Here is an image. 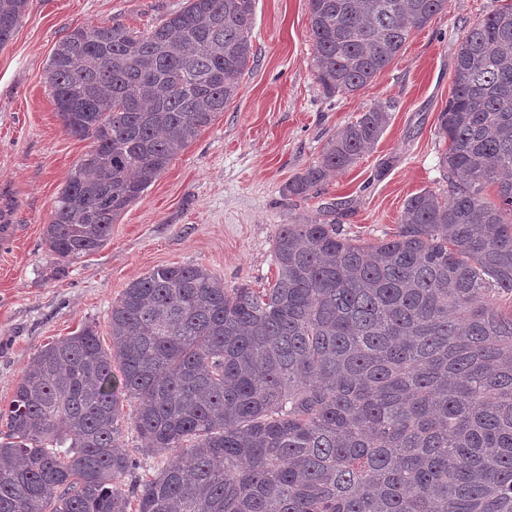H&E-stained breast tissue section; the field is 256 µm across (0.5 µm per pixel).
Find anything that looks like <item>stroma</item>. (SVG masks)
<instances>
[{"label":"stroma","instance_id":"obj_1","mask_svg":"<svg viewBox=\"0 0 512 512\" xmlns=\"http://www.w3.org/2000/svg\"><path fill=\"white\" fill-rule=\"evenodd\" d=\"M184 3L29 0L0 48V410L47 343L92 323L109 345L113 301L155 267L201 265L225 288H265L277 276L273 249L282 225L317 216L344 237L375 243L395 232L410 196L425 189L448 195L438 115L453 89L461 33L496 0H448L368 87L332 98L315 78L307 0H256L254 59L233 103L127 208L104 247L59 263L43 229L90 143L62 128L46 79L49 58L74 28L114 22L144 31ZM376 107L390 120L373 148L309 198L284 195L328 138Z\"/></svg>","mask_w":512,"mask_h":512}]
</instances>
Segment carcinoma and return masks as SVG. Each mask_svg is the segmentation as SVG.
Listing matches in <instances>:
<instances>
[{
    "mask_svg": "<svg viewBox=\"0 0 512 512\" xmlns=\"http://www.w3.org/2000/svg\"><path fill=\"white\" fill-rule=\"evenodd\" d=\"M28 2L0 0V46ZM447 4L308 0L323 92L367 87ZM254 9L187 0L143 32L58 42L57 114L91 140L44 226L59 261L102 248L233 101ZM388 123L362 113L285 195L348 169ZM438 133L448 198L412 195L390 238L284 224L269 287L158 266L112 302L108 347L85 324L41 348L0 412V512H512V2L463 32Z\"/></svg>",
    "mask_w": 512,
    "mask_h": 512,
    "instance_id": "cac0c4a2",
    "label": "carcinoma"
}]
</instances>
